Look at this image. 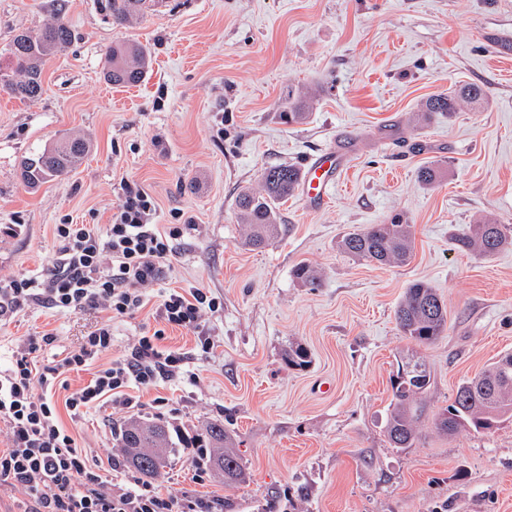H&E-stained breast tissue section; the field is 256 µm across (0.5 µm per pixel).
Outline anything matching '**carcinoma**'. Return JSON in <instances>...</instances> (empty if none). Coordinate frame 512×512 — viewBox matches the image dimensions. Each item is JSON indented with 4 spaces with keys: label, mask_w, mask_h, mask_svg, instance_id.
<instances>
[{
    "label": "carcinoma",
    "mask_w": 512,
    "mask_h": 512,
    "mask_svg": "<svg viewBox=\"0 0 512 512\" xmlns=\"http://www.w3.org/2000/svg\"><path fill=\"white\" fill-rule=\"evenodd\" d=\"M53 20L36 31L16 33L8 48L11 68L0 72V84L20 100L34 99L43 91V63L71 42L73 32L63 21L64 0H54ZM98 8L120 27L144 16L156 0H97ZM151 54L140 44L119 42L108 50L104 78L114 86H135L149 73ZM485 89L475 83L426 99L417 118L429 121L435 116H453L467 102L481 104ZM313 100L299 95L288 100L283 117L289 123H301L308 116ZM91 149L82 135L65 134L55 144L23 158L17 170L19 181L30 190L67 176ZM302 169L295 165H277L261 174L258 190L244 188L235 198L237 217L244 227V244L260 249L286 231L279 208L293 195L301 181ZM457 247L477 255L490 256L512 244V228L486 218L470 233L456 239ZM341 249L359 259L380 266H402L413 257L411 225L397 219L389 224H371L345 234ZM293 277L304 286L318 288L321 278L314 268L300 263ZM396 322L402 333L418 344H428L441 337L448 325V310L436 290L424 282L411 284L396 310ZM397 373L390 380L392 400L386 419L385 435L394 448H408L418 435L417 421L422 415L418 405L429 388L432 373L427 364L414 356L397 362ZM512 420V353L495 361L482 373L461 382L451 404L435 419L436 429L444 434L459 430H490ZM120 447L132 455L135 468L145 475H158L167 466L170 449L211 448L210 465L224 473V483L241 485L249 480L247 468L233 451L236 439L221 421L208 423L192 440L173 436L160 419H134L122 429Z\"/></svg>",
    "instance_id": "cac0c4a2"
}]
</instances>
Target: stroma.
<instances>
[{"label": "stroma", "instance_id": "stroma-1", "mask_svg": "<svg viewBox=\"0 0 512 512\" xmlns=\"http://www.w3.org/2000/svg\"><path fill=\"white\" fill-rule=\"evenodd\" d=\"M51 16V0H0V66L16 32ZM65 19L73 38L45 64L42 96L0 91V281L46 267L55 225L111 223L128 184L154 200L155 223L189 230L134 317L27 304L0 323V366L28 337L55 334L47 352L59 355L105 322L109 357L128 355L156 328L164 290L196 281L222 302L206 316L210 351L186 329L165 339L187 353L192 378L129 387L134 408L81 419L65 398L92 370L57 390L59 419L91 462L109 468L133 417L219 420L235 432L250 482L197 479L199 449L176 448L156 485L224 502V512H512V421L482 433L434 427L463 379L512 352V245L482 257L452 244L485 216L512 227V0H160L126 28L96 0H66ZM126 39L152 50V69L140 85L114 87L103 79L106 51ZM467 83L486 89L480 106L412 122L429 96ZM302 90L314 97L307 120L284 123ZM70 131L90 138V153L29 191L16 176L21 158ZM341 142L350 152L327 200L311 208L289 197L286 235L244 246L238 190ZM427 163L440 170L429 186L416 177ZM397 214L412 226L409 264L341 250L345 233ZM303 261L321 271V287L294 280ZM416 281L448 307L445 335L426 346L395 320ZM294 344L309 350L307 368L285 363ZM409 355L425 360L432 382L418 439L394 448L384 433L390 377Z\"/></svg>", "mask_w": 512, "mask_h": 512}]
</instances>
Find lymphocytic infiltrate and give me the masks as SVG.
Instances as JSON below:
<instances>
[{"label": "lymphocytic infiltrate", "instance_id": "f902f5d3", "mask_svg": "<svg viewBox=\"0 0 512 512\" xmlns=\"http://www.w3.org/2000/svg\"><path fill=\"white\" fill-rule=\"evenodd\" d=\"M151 197L128 188L124 201L105 229L93 224H59L51 265L38 276L0 284V320L26 303L40 302L61 312L102 309L113 319L133 317L146 303V289L163 279L167 261L188 231L187 225L159 228L151 216ZM221 305L207 288L189 283L164 293L155 310L159 324L152 335L138 338L130 356L113 359L66 400L72 416L82 417L109 401L132 408L124 391L187 375L188 356L163 344L166 329L186 328L198 335L202 351L211 343L204 317ZM53 334L28 340L0 369V422L7 427L8 447L0 448V485L20 489L24 512H213L212 501L161 491L132 475L112 478L92 464L73 435L60 427L52 397L66 377L93 365L112 346V327L104 324L62 358L39 361Z\"/></svg>", "mask_w": 512, "mask_h": 512}]
</instances>
